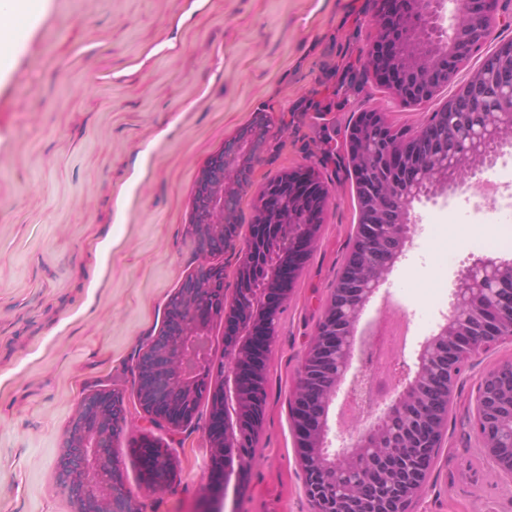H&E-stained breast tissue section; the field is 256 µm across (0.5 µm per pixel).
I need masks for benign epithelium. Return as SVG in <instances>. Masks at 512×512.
<instances>
[{"instance_id": "obj_1", "label": "benign epithelium", "mask_w": 512, "mask_h": 512, "mask_svg": "<svg viewBox=\"0 0 512 512\" xmlns=\"http://www.w3.org/2000/svg\"><path fill=\"white\" fill-rule=\"evenodd\" d=\"M452 23H447V20ZM500 20L499 0H377L375 31L366 50L367 74L402 105L430 98L456 78L475 43ZM485 127L497 133L479 160L461 156L453 176L435 175L437 155L459 148L457 129ZM274 117L257 112L201 171L195 191L190 235L210 262L169 299L159 331L146 339L133 362V392L143 418L176 435L194 419L193 401L202 387L199 349L202 318L224 321L227 361L205 433L212 448L213 492L245 483L252 466L267 393L265 363L283 302L323 222L328 187L310 167L282 174L265 190L260 223L241 239L237 214L250 174L273 133ZM349 156L362 174L361 224L332 289L322 321L306 351L292 397L297 459L304 473L342 483L345 471L361 465L359 479L336 498V512H370L371 489L386 481L413 502L422 492L442 447L454 391L470 369L465 353L486 354L512 340V260L485 257L457 272L448 315L438 331L419 345L415 370L402 390L375 399L372 421L329 438V409L362 351L354 333L362 313L418 230L413 203L454 193L466 178L492 165L512 147V45L497 47L453 96L435 124L395 141L383 116L360 113L348 133ZM386 172L408 180L428 175V190L412 198L380 191L375 176ZM288 235V259L267 287L253 291L248 280L263 266L264 250ZM474 267L493 278L487 296L463 304L458 285ZM479 452L496 471L512 477V361L485 369L475 396ZM123 393L100 389L86 394L67 431L57 461L60 486L75 512H144L127 484L115 454L125 423ZM161 441L143 434L134 444L142 484L163 491L178 471L173 452H156Z\"/></svg>"}]
</instances>
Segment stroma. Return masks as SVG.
<instances>
[{
    "label": "stroma",
    "mask_w": 512,
    "mask_h": 512,
    "mask_svg": "<svg viewBox=\"0 0 512 512\" xmlns=\"http://www.w3.org/2000/svg\"><path fill=\"white\" fill-rule=\"evenodd\" d=\"M46 0L12 37L0 76V512H75L57 487L56 461L84 395L123 392L127 419L115 452L146 512H311L298 464L291 399L303 356L360 220L347 135L358 115L381 112L396 131L427 125L481 68L469 57L429 100L403 106L373 80L337 94L330 76L361 74L375 0ZM277 119L239 213L250 226L265 187L314 167L330 190L320 232L276 327L266 361L267 399L239 493L208 489L204 419L180 436L179 471L161 493L140 480L131 451L148 428L131 400L132 360L156 334L170 297L203 258L187 232L198 176L255 113ZM140 178L122 187L132 172ZM459 193L415 204L420 227L366 306L379 325L407 317L405 347L386 348L380 379L400 386L401 362L437 332L448 311L435 283ZM502 242L474 250L478 223L455 247L459 266L512 259ZM111 239L107 259L98 245ZM512 358V342L475 358L455 391L445 441L411 512H512V481L476 443L480 374Z\"/></svg>",
    "instance_id": "stroma-1"
}]
</instances>
